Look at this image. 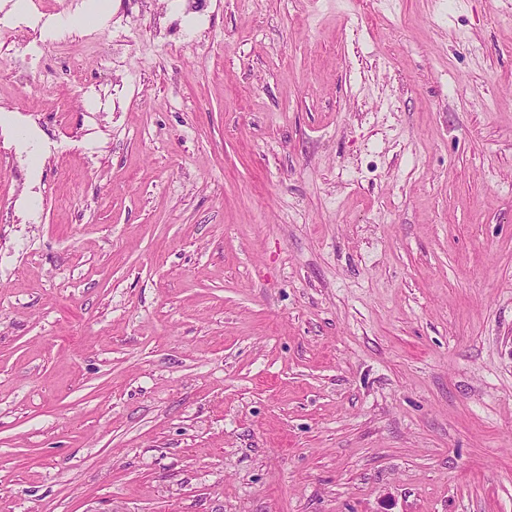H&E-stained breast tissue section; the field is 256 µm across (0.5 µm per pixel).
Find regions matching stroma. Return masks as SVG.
I'll list each match as a JSON object with an SVG mask.
<instances>
[{
  "instance_id": "obj_1",
  "label": "stroma",
  "mask_w": 512,
  "mask_h": 512,
  "mask_svg": "<svg viewBox=\"0 0 512 512\" xmlns=\"http://www.w3.org/2000/svg\"><path fill=\"white\" fill-rule=\"evenodd\" d=\"M0 0V512H512V0ZM92 21H97L94 1L85 5L84 10L80 13L69 14L56 19L51 27L55 32H62L76 26H86Z\"/></svg>"
}]
</instances>
